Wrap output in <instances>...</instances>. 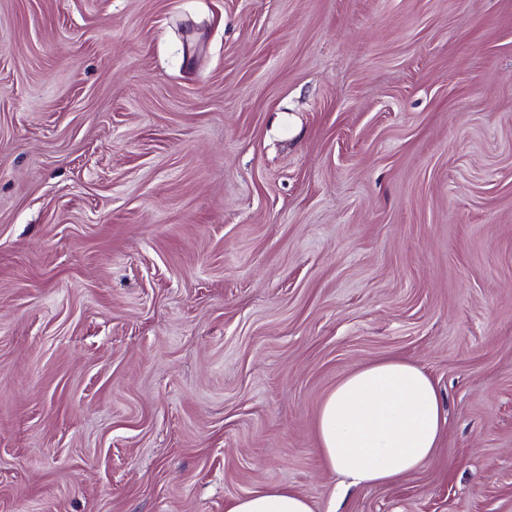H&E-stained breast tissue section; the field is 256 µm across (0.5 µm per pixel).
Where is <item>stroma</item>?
<instances>
[{
	"instance_id": "1",
	"label": "stroma",
	"mask_w": 512,
	"mask_h": 512,
	"mask_svg": "<svg viewBox=\"0 0 512 512\" xmlns=\"http://www.w3.org/2000/svg\"><path fill=\"white\" fill-rule=\"evenodd\" d=\"M439 447L346 489L352 370ZM512 512V0H0V512ZM446 418L432 376L400 358L361 366L321 404L316 451L352 487L395 484L438 448ZM228 512H314L310 502L285 486L267 485L232 500Z\"/></svg>"
}]
</instances>
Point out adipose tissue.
I'll list each match as a JSON object with an SVG mask.
<instances>
[{
	"label": "adipose tissue",
	"instance_id": "adipose-tissue-1",
	"mask_svg": "<svg viewBox=\"0 0 512 512\" xmlns=\"http://www.w3.org/2000/svg\"><path fill=\"white\" fill-rule=\"evenodd\" d=\"M446 418L432 376L400 358L361 366L321 404L316 451L351 486L395 484L420 468L441 439ZM228 512H314L285 486L268 485L232 500Z\"/></svg>",
	"mask_w": 512,
	"mask_h": 512
}]
</instances>
